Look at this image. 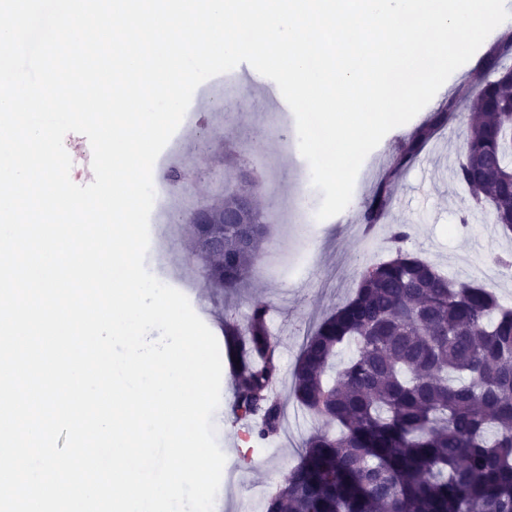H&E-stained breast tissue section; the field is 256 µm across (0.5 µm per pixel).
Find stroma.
<instances>
[{
    "instance_id": "stroma-1",
    "label": "stroma",
    "mask_w": 512,
    "mask_h": 512,
    "mask_svg": "<svg viewBox=\"0 0 512 512\" xmlns=\"http://www.w3.org/2000/svg\"><path fill=\"white\" fill-rule=\"evenodd\" d=\"M476 66L472 59L459 67L413 120L388 132L365 158L347 208L313 228L300 224L298 215L318 209L323 194L304 178L307 162L300 151L282 152L284 133L266 120L272 107L270 97L260 89L266 78L246 63L239 64L236 71L256 86L249 102L234 113L209 155L187 159L181 180L169 184L174 193L191 186L202 205L210 206L218 203L223 186L256 180L265 196L266 212L280 209L288 215L287 223L270 224L265 252L278 249L291 254L304 248L312 255L309 271L287 265L267 275L253 270L244 288L227 295L209 286L204 263L190 246L188 224L178 226L173 248L184 273L196 281L187 298L216 338H223L225 323L244 324L253 304L270 306V330L281 339L277 355L282 368V399L288 415L297 421L293 443L276 441L245 448L241 445L245 434L231 416L214 419L216 441L226 458L236 463L223 484L224 512H265L264 502L252 499V492L273 490L296 463L299 441L317 427V420L290 395L296 355L313 325L354 294L362 267L391 257L390 225L407 226L409 237L404 247L409 252L449 276L493 289L502 304L512 306V270L499 267L488 275L478 272L482 265L492 263L494 256L512 253V233L494 224L491 208L473 209L469 190L452 176L450 162L457 159L466 135V110L457 111L399 178H384L401 143L453 96L460 83L469 80ZM379 189L390 196L392 205L385 222L368 238L356 216L362 202Z\"/></svg>"
}]
</instances>
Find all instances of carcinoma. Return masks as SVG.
I'll return each instance as SVG.
<instances>
[{"instance_id": "carcinoma-1", "label": "carcinoma", "mask_w": 512, "mask_h": 512, "mask_svg": "<svg viewBox=\"0 0 512 512\" xmlns=\"http://www.w3.org/2000/svg\"><path fill=\"white\" fill-rule=\"evenodd\" d=\"M501 36L480 70L495 74L459 86L402 145L387 177L397 178L463 103L466 139L454 177L494 223L512 231V79L500 60ZM389 197L375 192L358 215L371 226ZM243 221L257 231L238 245L224 225V253L206 258L218 288L238 287L262 259L264 209ZM409 233L390 230L395 255L368 266L352 297L306 336L290 392L324 422L267 501L266 512H512V308L483 285L445 275L401 247ZM264 303L226 336L233 370L232 413L257 444L280 435L284 408L275 392L281 369ZM350 355L340 357L343 348Z\"/></svg>"}]
</instances>
